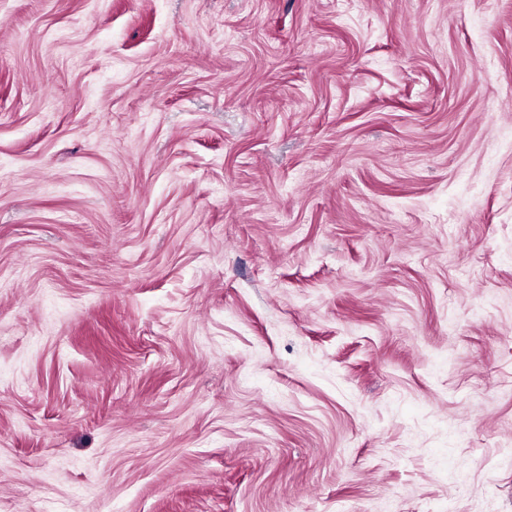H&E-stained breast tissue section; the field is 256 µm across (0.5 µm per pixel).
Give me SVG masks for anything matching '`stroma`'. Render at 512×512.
<instances>
[{"label": "stroma", "instance_id": "35a3bbf8", "mask_svg": "<svg viewBox=\"0 0 512 512\" xmlns=\"http://www.w3.org/2000/svg\"><path fill=\"white\" fill-rule=\"evenodd\" d=\"M0 512H512V0H0Z\"/></svg>", "mask_w": 512, "mask_h": 512}]
</instances>
